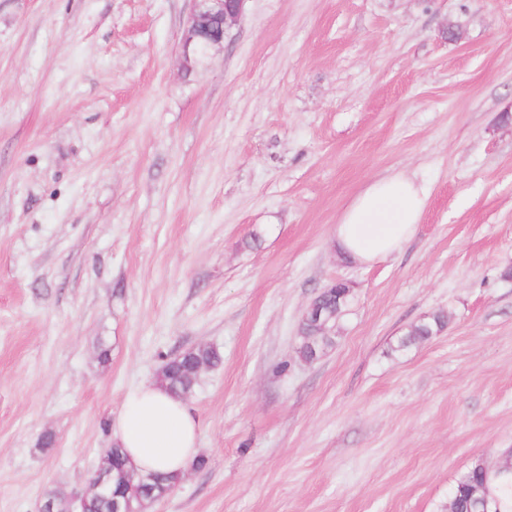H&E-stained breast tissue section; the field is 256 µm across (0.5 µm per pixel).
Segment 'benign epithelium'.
<instances>
[{
    "label": "benign epithelium",
    "mask_w": 512,
    "mask_h": 512,
    "mask_svg": "<svg viewBox=\"0 0 512 512\" xmlns=\"http://www.w3.org/2000/svg\"><path fill=\"white\" fill-rule=\"evenodd\" d=\"M246 0H194L182 41L184 63L187 66L203 62L209 53L224 43L226 31L239 22ZM112 490V464L103 455L92 473L88 485L71 492L73 502L83 500L92 492Z\"/></svg>",
    "instance_id": "7a95c632"
}]
</instances>
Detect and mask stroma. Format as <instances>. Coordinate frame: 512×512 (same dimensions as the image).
I'll return each mask as SVG.
<instances>
[{"label":"stroma","mask_w":512,"mask_h":512,"mask_svg":"<svg viewBox=\"0 0 512 512\" xmlns=\"http://www.w3.org/2000/svg\"><path fill=\"white\" fill-rule=\"evenodd\" d=\"M192 6L0 0V512L85 486L198 345L207 466L149 512H447L512 448V0H247L189 69ZM393 174L428 191L416 232L352 265L334 228ZM446 322L447 316L443 313H437L418 324L412 325L398 342L397 350L406 349L411 345L429 339L440 331L445 326Z\"/></svg>","instance_id":"35a3bbf8"}]
</instances>
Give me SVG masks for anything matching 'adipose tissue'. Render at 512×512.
<instances>
[{"mask_svg":"<svg viewBox=\"0 0 512 512\" xmlns=\"http://www.w3.org/2000/svg\"><path fill=\"white\" fill-rule=\"evenodd\" d=\"M427 198L425 187L399 174L374 181L336 225L337 253L366 266L399 252L414 235ZM112 435L146 474H183L198 454V425L185 400L155 381L141 383L126 397Z\"/></svg>","mask_w":512,"mask_h":512,"instance_id":"obj_1","label":"adipose tissue"}]
</instances>
